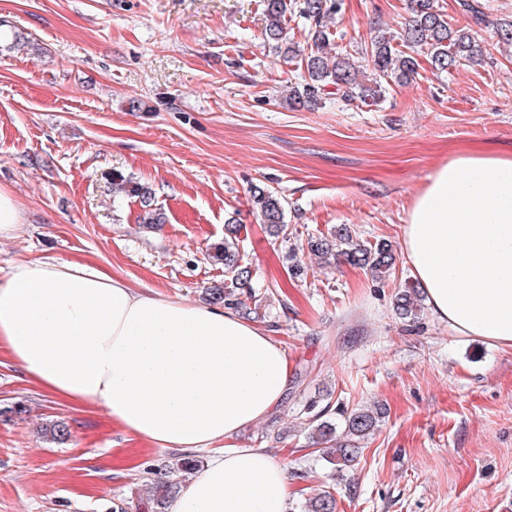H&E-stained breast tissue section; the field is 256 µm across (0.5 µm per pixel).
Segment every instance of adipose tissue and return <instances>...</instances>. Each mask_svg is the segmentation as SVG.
Returning <instances> with one entry per match:
<instances>
[{
	"mask_svg": "<svg viewBox=\"0 0 512 512\" xmlns=\"http://www.w3.org/2000/svg\"><path fill=\"white\" fill-rule=\"evenodd\" d=\"M401 246L451 332L512 348V156L439 166L412 200ZM0 349L54 397L101 407L146 443L211 451L172 512H288L286 466L261 448H214L265 418L289 383L281 345L235 312L35 259L0 277Z\"/></svg>",
	"mask_w": 512,
	"mask_h": 512,
	"instance_id": "obj_1",
	"label": "adipose tissue"
}]
</instances>
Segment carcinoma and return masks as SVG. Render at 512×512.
<instances>
[{
    "label": "carcinoma",
    "instance_id": "carcinoma-1",
    "mask_svg": "<svg viewBox=\"0 0 512 512\" xmlns=\"http://www.w3.org/2000/svg\"><path fill=\"white\" fill-rule=\"evenodd\" d=\"M294 6L297 13L309 25L314 49L305 53L288 43L285 19L288 6ZM343 0H265L266 25L264 37L291 57H304V73L301 82L294 87L288 97V104L317 102L320 94L329 85L336 87L337 93L345 100L355 97L377 100L383 93L382 84H406L418 75L419 63L411 54L397 48L395 40L416 52L426 51L431 71L438 76L457 65L482 60L488 54L487 46L466 29L453 27L437 0H409L410 12L407 25L400 37L385 33L374 36L370 49L365 51L364 61L372 67L375 84L372 87L358 81L361 66L350 61V57L337 50L333 62H327L323 47L329 44L326 22L330 16L339 13ZM112 186L126 195L139 199L141 213L138 222L152 227L166 222L165 214L154 206V192L145 183L126 179L119 171L112 173ZM251 202L260 223L278 237L288 238V224L285 221V207L282 197L267 187L255 186L251 190ZM239 228L233 223L225 224L224 245L214 248L211 258L224 265V286L209 288L206 301L213 305L231 307L243 316L259 317V305L248 307L241 299L243 293L252 294L250 282L252 271L241 264L238 250ZM309 251L323 264L345 262L368 273L375 282H382L390 276L395 266V252L388 240L373 243L353 236L345 225H338L328 235L312 237L307 243ZM396 311L403 318L412 321L419 318L423 309L418 287L407 286L396 297ZM309 410L315 411V405ZM327 410L315 411L309 422V438L328 464L343 470L355 464L362 452L361 442L369 439L378 430L381 412L378 408H360L348 415L342 433L325 419ZM41 433L53 442L62 443L69 439L68 424L61 420L43 423ZM203 464L198 455H181L169 466L168 474L151 482L149 496L155 512L163 509L174 498L181 486L180 477L196 471ZM304 512H336L334 495L324 490L305 502Z\"/></svg>",
    "mask_w": 512,
    "mask_h": 512
}]
</instances>
